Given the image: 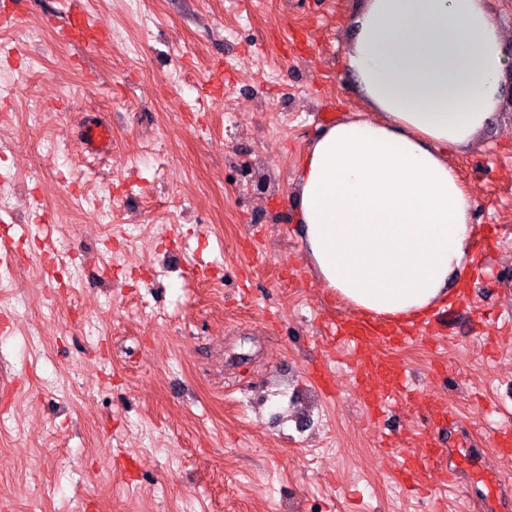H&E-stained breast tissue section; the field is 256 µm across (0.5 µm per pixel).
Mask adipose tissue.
Masks as SVG:
<instances>
[{
    "label": "adipose tissue",
    "instance_id": "1",
    "mask_svg": "<svg viewBox=\"0 0 512 512\" xmlns=\"http://www.w3.org/2000/svg\"><path fill=\"white\" fill-rule=\"evenodd\" d=\"M346 65L375 118L326 128L297 170V216L316 277L393 323L448 299L476 236L448 160L501 102L512 42L488 0H364Z\"/></svg>",
    "mask_w": 512,
    "mask_h": 512
}]
</instances>
